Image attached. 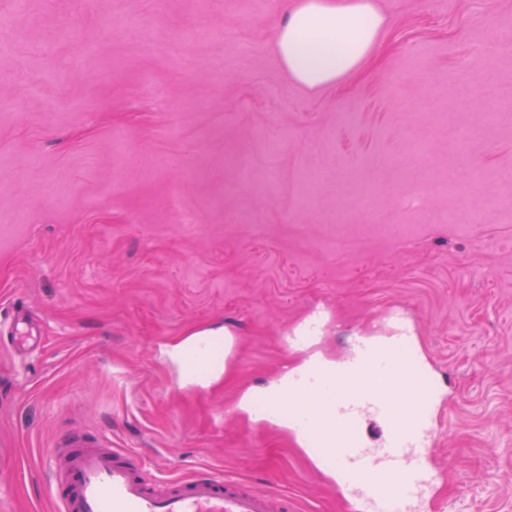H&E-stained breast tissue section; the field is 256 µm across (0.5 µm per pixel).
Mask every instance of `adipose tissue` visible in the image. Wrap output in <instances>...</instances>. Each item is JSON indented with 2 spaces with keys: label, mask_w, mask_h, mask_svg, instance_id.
I'll list each match as a JSON object with an SVG mask.
<instances>
[{
  "label": "adipose tissue",
  "mask_w": 512,
  "mask_h": 512,
  "mask_svg": "<svg viewBox=\"0 0 512 512\" xmlns=\"http://www.w3.org/2000/svg\"><path fill=\"white\" fill-rule=\"evenodd\" d=\"M384 23L375 0H292L275 45L298 82L329 87L366 64Z\"/></svg>",
  "instance_id": "1"
}]
</instances>
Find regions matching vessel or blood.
<instances>
[{
	"mask_svg": "<svg viewBox=\"0 0 512 512\" xmlns=\"http://www.w3.org/2000/svg\"><path fill=\"white\" fill-rule=\"evenodd\" d=\"M384 336H361L343 360L292 373L277 407L327 472L351 512H428L441 471L435 447L450 399L419 356L400 309ZM326 324L315 316L283 341L311 351ZM57 512H293L287 495L209 474L156 489L127 461L126 448H98L76 434L61 449Z\"/></svg>",
	"mask_w": 512,
	"mask_h": 512,
	"instance_id": "vessel-or-blood-1",
	"label": "vessel or blood"
}]
</instances>
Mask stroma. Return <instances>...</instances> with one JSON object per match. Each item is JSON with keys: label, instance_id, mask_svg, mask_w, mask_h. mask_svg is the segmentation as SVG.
<instances>
[{"label": "stroma", "instance_id": "1", "mask_svg": "<svg viewBox=\"0 0 512 512\" xmlns=\"http://www.w3.org/2000/svg\"><path fill=\"white\" fill-rule=\"evenodd\" d=\"M375 2L373 59L319 89L277 56L287 0H29L0 27V512H54L73 433L159 481L217 472L348 512L243 400L307 364L281 336L314 312L336 359L394 307L455 376L438 512H512V111L481 121L512 101V0ZM464 128L484 134L468 152ZM452 210L480 221L459 233ZM217 323L219 380L165 355Z\"/></svg>", "mask_w": 512, "mask_h": 512}]
</instances>
